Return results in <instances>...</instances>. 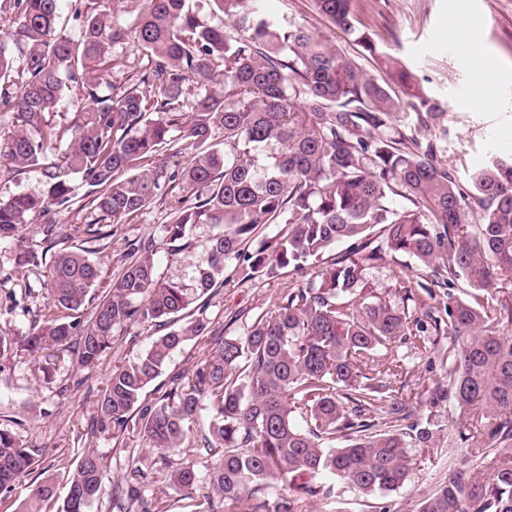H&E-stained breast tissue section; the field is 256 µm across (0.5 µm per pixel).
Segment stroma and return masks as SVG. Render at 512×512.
Masks as SVG:
<instances>
[{"label": "stroma", "instance_id": "obj_1", "mask_svg": "<svg viewBox=\"0 0 512 512\" xmlns=\"http://www.w3.org/2000/svg\"><path fill=\"white\" fill-rule=\"evenodd\" d=\"M264 5L272 15L307 26L335 43L379 82L389 79L384 56L398 58L448 114L444 158L455 169L460 184H468L471 174L493 159L512 158V0H356L358 18L378 46L374 56L364 53L323 18L312 0H264ZM457 11L477 25L485 52L498 62L491 80L493 108L474 105L473 88L479 76L448 44V18ZM177 201L174 194L155 200L132 221L118 225L112 236L88 243L78 237L72 239V246L90 250L101 269L95 297H103L117 279L118 259L127 241L147 239L162 244L164 226ZM322 268V263L314 262L304 272L286 269L273 280L233 273L215 294L202 297L201 302L207 317L223 325L225 335L240 336L277 296L289 287L305 284L309 275ZM48 275L45 266L15 270L12 244L0 243V334H28L36 304L27 292H43ZM154 332V326L147 322L130 326L94 368L66 365L61 379L49 384L40 381L38 363L27 352L0 360V425L14 422L17 440L23 446L40 449L34 476L54 483L56 502L66 497L67 467L88 446L95 448L105 464L102 491L89 512H114L112 491L136 467L143 471L147 496L175 504L183 498V491L171 480L164 451L150 447L134 431L113 438L111 430L97 423L96 401L113 368L139 355ZM405 368V391L416 393L423 401L447 372L441 361L430 363L417 356L408 357ZM66 376L78 380V387L64 389L61 380ZM437 444L439 452L433 458L412 453L409 484L384 499L389 512H419L421 502L447 476L449 467L461 465V452L449 448L447 437H440Z\"/></svg>", "mask_w": 512, "mask_h": 512}]
</instances>
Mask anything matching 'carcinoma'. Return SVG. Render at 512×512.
Instances as JSON below:
<instances>
[{"instance_id":"cac0c4a2","label":"carcinoma","mask_w":512,"mask_h":512,"mask_svg":"<svg viewBox=\"0 0 512 512\" xmlns=\"http://www.w3.org/2000/svg\"><path fill=\"white\" fill-rule=\"evenodd\" d=\"M196 0H142L125 28L111 0H0V112L20 130L0 144L14 175L37 172L42 190L0 200V242L14 245L18 269L49 264L40 323L20 338L0 335V358L21 349L43 358L51 380L71 358L97 365L131 323L161 334L136 359L112 370L97 403L114 436L133 427L164 451L196 447L217 458L199 474L178 464L172 481L190 512H236L244 499L266 512H300L306 498L344 491L384 497L408 481L410 449L438 453V408L452 401L466 426L448 446L489 461L448 471L420 512H512V159H495L459 184L443 163L448 126L397 59L393 85L378 83L317 33L267 12L263 0H210L229 25H211ZM315 9L362 47L378 53L360 27L354 0H314ZM131 44L139 65L123 83L102 76L123 65ZM76 96L64 128L47 114ZM430 131L424 140L419 129ZM221 133L224 142H215ZM67 146H62L63 138ZM88 188L77 204L75 182ZM185 192L165 226L167 257L192 252L194 224L218 232L193 270V287L162 277L152 244H129L118 278L82 318L100 268L85 250L59 251L62 239L113 235L157 197ZM400 197L408 206L395 207ZM91 211L89 224H57L50 214ZM39 218L42 249L19 229ZM262 224L277 232L263 236ZM386 248L433 267L412 287L406 270L380 293L367 270ZM338 243L348 251L306 285L289 288L243 336H226L204 310L183 316L224 273L268 280L305 269ZM469 292L454 293L458 280ZM447 298L433 307L437 291ZM202 339L210 355L192 374L168 376L158 397L145 391L172 355ZM449 362L428 413L411 421L417 398L396 397L393 378L411 354ZM38 450L0 428V490L28 475ZM135 469L115 489L118 512H171L143 496ZM105 478L102 458L83 451L60 512H88ZM50 481L31 486L19 512H43Z\"/></svg>"}]
</instances>
